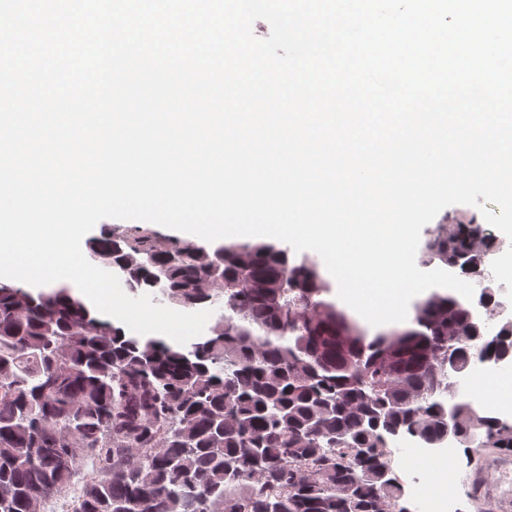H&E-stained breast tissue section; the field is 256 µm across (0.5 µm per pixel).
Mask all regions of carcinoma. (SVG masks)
I'll return each instance as SVG.
<instances>
[{"instance_id":"carcinoma-1","label":"carcinoma","mask_w":512,"mask_h":512,"mask_svg":"<svg viewBox=\"0 0 512 512\" xmlns=\"http://www.w3.org/2000/svg\"><path fill=\"white\" fill-rule=\"evenodd\" d=\"M92 260L185 309L224 304L188 344L128 334L67 287L0 281V512H33L79 475L74 512H409L390 476L396 433L440 448L512 451V419L460 397L477 362L512 358V319L488 332L483 280L503 249L476 220L425 242L421 263L476 280L435 292L411 326L369 335L329 303L307 257L271 242H158L104 231Z\"/></svg>"}]
</instances>
